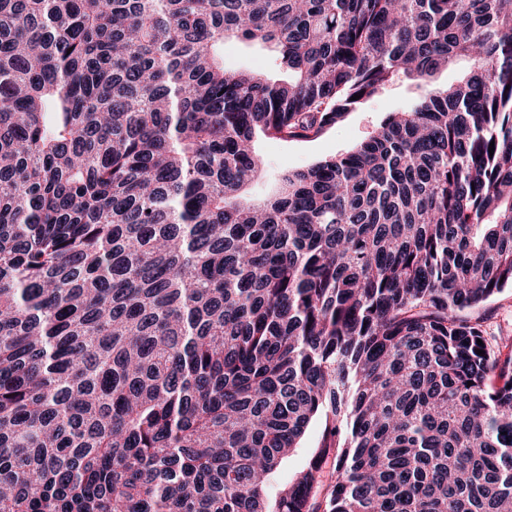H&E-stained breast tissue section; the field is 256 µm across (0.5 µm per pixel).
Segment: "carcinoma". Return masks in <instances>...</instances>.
Masks as SVG:
<instances>
[{
    "label": "carcinoma",
    "instance_id": "cac0c4a2",
    "mask_svg": "<svg viewBox=\"0 0 512 512\" xmlns=\"http://www.w3.org/2000/svg\"><path fill=\"white\" fill-rule=\"evenodd\" d=\"M507 288L512 0H0V512H512ZM261 53L237 41L224 44V66L228 69H251L261 64ZM413 81L401 78L389 85L383 93L350 112L346 119L327 129L316 139L281 142L262 140L259 144L264 156L262 176L249 186V195L262 198L274 192L281 173L310 165L322 158L345 153L374 134L390 112L407 108L418 95ZM485 314L491 327L496 331L499 326L512 330V288L505 290L485 307ZM482 310V312H483ZM320 433V425L315 422L310 425L306 434L300 444L299 448H296L287 459L283 462L281 468L276 474L275 479L280 480L293 474L300 465L303 463L310 448H314Z\"/></svg>",
    "mask_w": 512,
    "mask_h": 512
}]
</instances>
